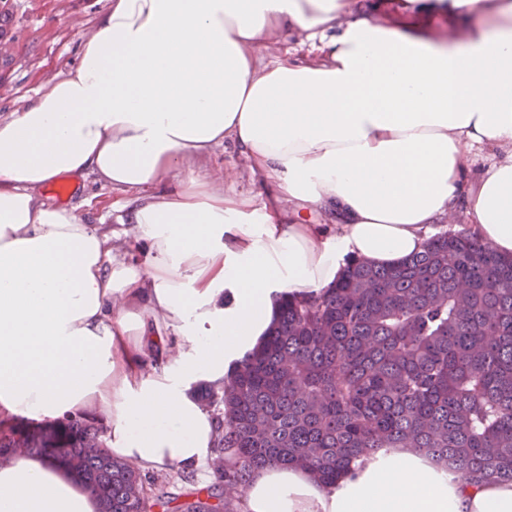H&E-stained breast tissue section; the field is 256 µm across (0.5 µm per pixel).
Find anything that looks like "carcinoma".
Segmentation results:
<instances>
[{
	"label": "carcinoma",
	"mask_w": 512,
	"mask_h": 512,
	"mask_svg": "<svg viewBox=\"0 0 512 512\" xmlns=\"http://www.w3.org/2000/svg\"><path fill=\"white\" fill-rule=\"evenodd\" d=\"M200 399L217 417L215 451L231 460L224 495L185 476L184 501L153 494L160 512H239L267 464L331 484L380 448H414L466 480L512 482V259L457 232L397 266L352 260L313 300L284 296L263 343ZM103 435L81 417L32 432L0 420V452L20 439L73 470L100 512H140L141 475L83 454Z\"/></svg>",
	"instance_id": "carcinoma-1"
}]
</instances>
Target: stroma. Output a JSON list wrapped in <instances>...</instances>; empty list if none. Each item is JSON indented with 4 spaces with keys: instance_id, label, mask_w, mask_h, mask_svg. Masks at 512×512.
I'll use <instances>...</instances> for the list:
<instances>
[{
    "instance_id": "1",
    "label": "stroma",
    "mask_w": 512,
    "mask_h": 512,
    "mask_svg": "<svg viewBox=\"0 0 512 512\" xmlns=\"http://www.w3.org/2000/svg\"><path fill=\"white\" fill-rule=\"evenodd\" d=\"M108 5L109 0H0V119L29 105L42 84L78 64L83 41L94 33ZM360 9L391 26L424 27L432 36L442 35L452 23L446 15L403 12L395 0H360ZM203 166L215 175L233 171L237 191L268 196L267 188L252 180L246 160L233 151L216 149ZM42 197L79 206L88 223L116 222L110 210L118 192L94 180L72 187L61 199L47 186Z\"/></svg>"
}]
</instances>
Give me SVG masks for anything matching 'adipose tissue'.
Here are the masks:
<instances>
[{
	"label": "adipose tissue",
	"mask_w": 512,
	"mask_h": 512,
	"mask_svg": "<svg viewBox=\"0 0 512 512\" xmlns=\"http://www.w3.org/2000/svg\"><path fill=\"white\" fill-rule=\"evenodd\" d=\"M467 35L371 21L356 0H110L78 65L0 122V418L91 416L112 457L149 474L215 464L221 385L267 336L280 298L332 285L350 258L395 266L465 202L512 258V154L465 181V147H512V0H401ZM292 27L308 58L259 50ZM224 144L263 204L199 163ZM95 179L137 242L42 200ZM329 215L334 226L310 223ZM243 512H512V483H469L410 448L324 485L256 470ZM0 512H99L40 454L0 465Z\"/></svg>",
	"instance_id": "obj_1"
}]
</instances>
